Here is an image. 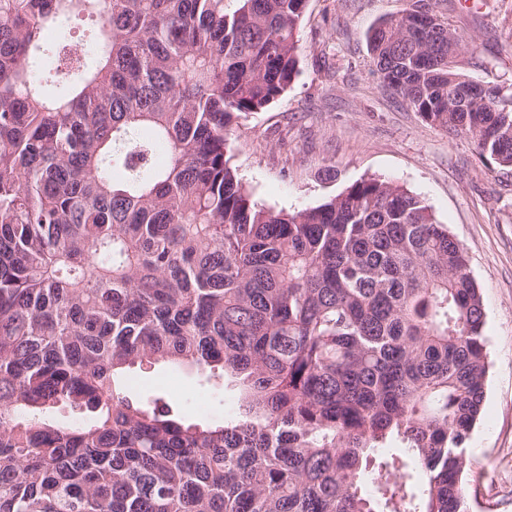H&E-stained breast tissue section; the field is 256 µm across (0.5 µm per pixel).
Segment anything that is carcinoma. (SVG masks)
<instances>
[{
  "label": "carcinoma",
  "mask_w": 512,
  "mask_h": 512,
  "mask_svg": "<svg viewBox=\"0 0 512 512\" xmlns=\"http://www.w3.org/2000/svg\"><path fill=\"white\" fill-rule=\"evenodd\" d=\"M239 2L0 0V512H471L489 364L465 251L380 178L254 199L230 136L291 86L308 0ZM73 19L94 49L53 46L50 96L45 35ZM369 48L425 122L512 168V84L448 107L469 79L433 0ZM158 363L236 379L238 413L131 395Z\"/></svg>",
  "instance_id": "obj_1"
}]
</instances>
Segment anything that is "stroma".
Instances as JSON below:
<instances>
[{
	"mask_svg": "<svg viewBox=\"0 0 512 512\" xmlns=\"http://www.w3.org/2000/svg\"><path fill=\"white\" fill-rule=\"evenodd\" d=\"M407 0H309L298 74L286 94L232 136L234 163L255 198L289 212L314 207L362 177L421 196L463 245L483 295L489 372L471 433L474 512H512V169L481 158L475 140L426 123L383 88L368 47L373 26ZM462 36L460 67L484 84L512 83V0H437ZM133 393L164 391L191 419L235 410L233 383L196 370L134 369Z\"/></svg>",
	"mask_w": 512,
	"mask_h": 512,
	"instance_id": "stroma-1",
	"label": "stroma"
}]
</instances>
